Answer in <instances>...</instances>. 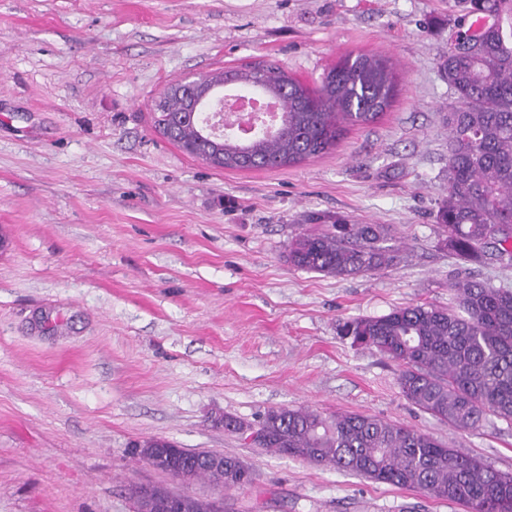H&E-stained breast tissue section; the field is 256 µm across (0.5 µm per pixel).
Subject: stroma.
I'll return each mask as SVG.
<instances>
[{
  "label": "stroma",
  "instance_id": "stroma-1",
  "mask_svg": "<svg viewBox=\"0 0 512 512\" xmlns=\"http://www.w3.org/2000/svg\"><path fill=\"white\" fill-rule=\"evenodd\" d=\"M470 24L458 0H0V512H132L178 482L134 456L161 437L257 474L226 512H465L254 447L214 425L272 407L352 412L430 434L512 474V425L452 429L408 401L399 366L343 322L453 282L512 289V263L446 246L440 71ZM388 59L399 93L327 153L276 169L210 166L155 130L178 79L259 62L318 88L348 55ZM384 224L393 265L355 277L286 259L304 230Z\"/></svg>",
  "mask_w": 512,
  "mask_h": 512
}]
</instances>
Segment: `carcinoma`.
Wrapping results in <instances>:
<instances>
[{
    "label": "carcinoma",
    "mask_w": 512,
    "mask_h": 512,
    "mask_svg": "<svg viewBox=\"0 0 512 512\" xmlns=\"http://www.w3.org/2000/svg\"><path fill=\"white\" fill-rule=\"evenodd\" d=\"M470 15L494 25L469 33L448 51L441 69L456 103L448 111V198L437 213L441 235L464 258L493 249L512 258V0H462ZM239 84L274 94L280 123L248 140L226 132L210 141L187 113L181 82L155 104L153 123L187 154L224 169L287 167L327 153L347 125L367 124L389 106L395 83L386 66L364 54L330 67L313 90L276 64L221 73ZM383 224L336 221L321 233H302L289 245L288 263L345 278L393 264ZM458 310L412 304L390 313L345 322L353 342L373 346L400 365L403 396L463 431L490 417L512 423V290L480 280L453 285ZM256 445L279 454L363 476L429 497L465 505L469 512H512V476L479 458L458 453L407 426L356 413L332 419L309 409L271 408L259 422ZM194 479L224 491L252 485L255 472L236 457L224 468L198 466Z\"/></svg>",
    "instance_id": "1"
}]
</instances>
